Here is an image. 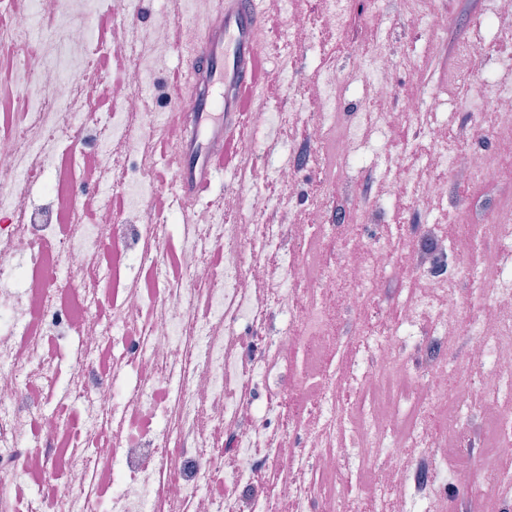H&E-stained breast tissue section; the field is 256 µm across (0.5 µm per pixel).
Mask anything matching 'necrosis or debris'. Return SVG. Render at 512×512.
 I'll list each match as a JSON object with an SVG mask.
<instances>
[{
  "label": "necrosis or debris",
  "instance_id": "obj_1",
  "mask_svg": "<svg viewBox=\"0 0 512 512\" xmlns=\"http://www.w3.org/2000/svg\"><path fill=\"white\" fill-rule=\"evenodd\" d=\"M140 5L0 0V512H435L453 493L512 512V209L448 228L438 177L503 158L434 124L437 94L392 107L381 5L345 45L350 74L259 106L223 197L183 217L175 173L151 182L155 141L181 135L148 85L174 20L141 24ZM310 6L280 57L346 32V0ZM490 58L457 46L454 107L491 105L488 134L512 139ZM404 123L419 137L386 151ZM269 128L288 135L272 165L255 158ZM363 167L394 224L365 200L329 218ZM487 433L497 463L454 464Z\"/></svg>",
  "mask_w": 512,
  "mask_h": 512
}]
</instances>
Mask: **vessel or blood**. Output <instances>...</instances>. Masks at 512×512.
<instances>
[{"label": "vessel or blood", "instance_id": "1", "mask_svg": "<svg viewBox=\"0 0 512 512\" xmlns=\"http://www.w3.org/2000/svg\"><path fill=\"white\" fill-rule=\"evenodd\" d=\"M259 14L258 0H213V21L187 51L179 90L191 94L197 108L178 114L182 139L169 146L183 213H190L238 159L242 118L269 86V73L255 51L264 34Z\"/></svg>", "mask_w": 512, "mask_h": 512}]
</instances>
